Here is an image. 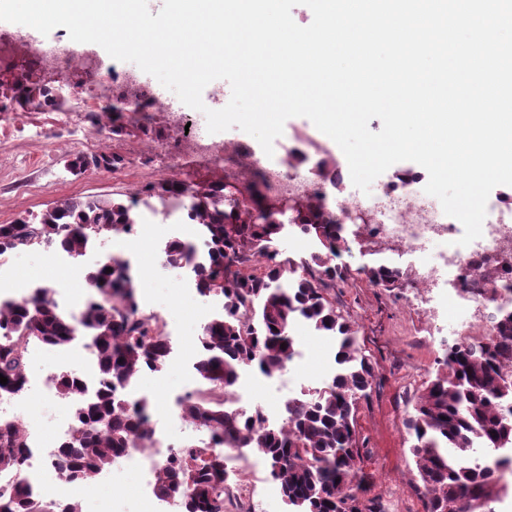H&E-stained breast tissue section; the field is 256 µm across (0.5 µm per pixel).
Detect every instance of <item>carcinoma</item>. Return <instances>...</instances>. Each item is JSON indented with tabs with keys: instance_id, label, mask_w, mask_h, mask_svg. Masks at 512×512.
<instances>
[{
	"instance_id": "carcinoma-1",
	"label": "carcinoma",
	"mask_w": 512,
	"mask_h": 512,
	"mask_svg": "<svg viewBox=\"0 0 512 512\" xmlns=\"http://www.w3.org/2000/svg\"><path fill=\"white\" fill-rule=\"evenodd\" d=\"M156 189L195 199L189 219L208 245L206 260L194 267L197 288L224 300V312L205 323L198 338L194 370L201 388L185 403L192 427L208 441L183 446L176 459L160 467L156 496L186 505V512H224L225 449L242 456L258 448L292 512H386L381 499L353 494L355 487L365 489L356 413L358 401L372 388L374 365L357 342L351 317L315 277L347 276L331 267L332 257L347 242L345 226L326 221L311 203L298 205L292 228L316 244L301 268L281 258L278 240L286 225L276 222L261 178L247 184L251 206L233 210L213 202L227 189L221 179L202 191L174 179L148 191ZM258 208L269 212L264 223L255 219ZM134 229L131 202L104 195L60 199L36 222L0 224V256L42 246L80 256L96 239L129 235ZM195 248L172 241L163 264L178 268ZM128 264L124 255L113 254L83 271L89 299L79 316L58 312L47 288L0 306V327H7L0 338V374L7 377V384L0 383L2 393L20 387L28 347L35 340L65 347L82 336L96 349L101 384L77 411V426L59 450L71 482L94 480L125 449L144 448L149 438L150 399L133 404L125 387L146 372L161 371L170 348L156 317L140 311L135 280L125 275ZM359 273L386 289L399 288L405 280L401 268L390 262L363 266ZM299 317L315 332L334 337L338 372L326 386L288 400L282 422L265 427L261 409L246 413L235 406L240 370L252 364L264 375L279 371L295 354L291 329ZM504 359L512 361V350L494 338L451 345L444 359L447 371L424 383L415 398L404 428L417 471L411 487L423 512H495L492 504L508 493L490 470L460 459L473 440L488 450L512 445V421L500 415L501 404L512 402V380L500 365ZM57 390L71 400L83 394L84 385L73 373L61 371ZM26 447L22 423L0 428V472L18 470ZM0 512L82 510L70 500L61 511L48 494L18 484L0 495Z\"/></svg>"
}]
</instances>
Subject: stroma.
<instances>
[{"instance_id": "1", "label": "stroma", "mask_w": 512, "mask_h": 512, "mask_svg": "<svg viewBox=\"0 0 512 512\" xmlns=\"http://www.w3.org/2000/svg\"><path fill=\"white\" fill-rule=\"evenodd\" d=\"M99 117L85 118L86 142L72 140L67 129L56 127L50 112H30L17 107L0 112V224L21 217L41 215L48 206L65 197L109 195L126 201L146 199L147 185L159 184L153 158L137 152L139 144L164 140L175 129L164 112L153 113L149 124L121 122L113 133L107 152L123 162L117 168L89 167L73 173L66 169L71 154L94 158L87 142L99 132ZM157 225L137 227L132 235L109 237L107 247L130 257L138 276L140 309L160 317L164 333L179 340V357L159 373L145 374L142 391L151 401L158 420H166L174 395L183 390L186 370L196 356V341L203 327L201 315L214 305L197 289L181 287L174 270L163 267L158 258ZM350 250L342 259L349 272L337 281L331 295L338 307L355 322L360 346L375 364V379L367 399L358 405L356 423L363 443L359 466L368 479L367 495L390 504L392 512H422V504L410 487L415 474L403 421L415 396L429 378L443 370L444 355L454 338L451 334L430 335L422 311L410 307L409 288L392 291L373 286L359 267L391 260L407 267L410 255L380 250L373 239L350 238ZM38 279L51 288L82 293V283L69 266L38 251H25L13 258V277L0 283V290L24 286ZM295 346L304 358L292 374L290 390L276 391L260 372L246 375L239 391L252 404L278 412L289 394L323 386L333 375V338L311 328L295 334ZM142 478L137 470L119 475L111 484L77 483L67 489L70 499L79 501L83 512H144Z\"/></svg>"}]
</instances>
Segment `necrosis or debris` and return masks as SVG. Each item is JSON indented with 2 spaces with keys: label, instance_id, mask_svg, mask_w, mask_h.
I'll use <instances>...</instances> for the list:
<instances>
[{
  "label": "necrosis or debris",
  "instance_id": "4bbe7bcc",
  "mask_svg": "<svg viewBox=\"0 0 512 512\" xmlns=\"http://www.w3.org/2000/svg\"><path fill=\"white\" fill-rule=\"evenodd\" d=\"M14 66L45 76L63 67L78 75L75 104L66 108L62 118L63 123L72 126L86 112L108 117L112 103L127 99L135 100L141 112L174 115L180 110L171 97L151 83L139 81L125 67L113 66L105 78H98L94 57L79 50L76 42L68 38L47 44L1 30L0 72ZM187 153L213 163L219 172L238 180L262 174L279 201L280 223H293L295 201L312 199L329 221L368 227L414 256L409 271L415 288L437 295L453 307L457 313L455 335L477 331L485 337L498 335L499 325L495 322L477 329L478 313L489 307L512 311V207L505 197L488 200L481 237L462 246L458 243L462 231L457 219L444 213L438 199L420 190L421 175L408 171L394 175L378 184L372 198L349 192L341 167L326 163L332 155L331 148L314 137H294L292 143L278 145L273 157L265 159L244 142L230 140L219 145L192 129L159 151V173L175 175L178 161ZM435 241L441 242V249L429 251V244ZM57 373V362H49L40 374L26 376L18 392L0 393V426L17 421L31 425L29 448L21 467L17 473L0 474V493L13 490L22 477L29 479L33 493H42L39 474L60 467L58 450L70 434L72 422L58 425L49 437L39 424L31 423L28 412L33 398L57 400ZM167 422L162 439L154 440L149 448L126 449L110 468L98 473L97 482H111L114 475L131 468L140 470L145 477L142 494L151 512H181L176 503L159 500L153 491L158 464L179 451V434L189 426L177 404L172 405ZM262 463L261 454L255 451L244 459L232 460L228 468V487L246 512L254 508L251 481Z\"/></svg>",
  "mask_w": 512,
  "mask_h": 512
}]
</instances>
